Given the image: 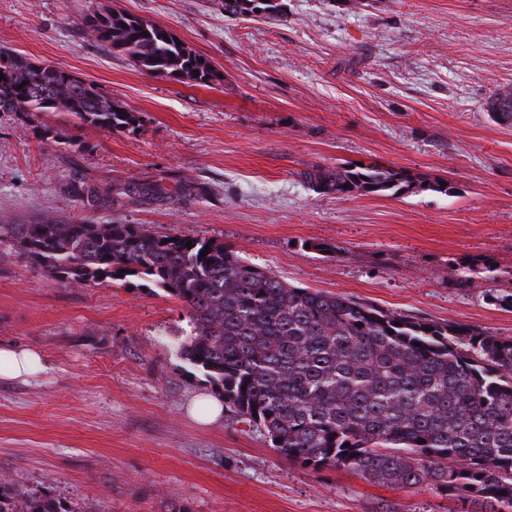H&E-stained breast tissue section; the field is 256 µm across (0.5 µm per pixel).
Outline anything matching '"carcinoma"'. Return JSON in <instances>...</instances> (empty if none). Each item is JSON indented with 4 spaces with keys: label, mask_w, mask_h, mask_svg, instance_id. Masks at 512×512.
<instances>
[{
    "label": "carcinoma",
    "mask_w": 512,
    "mask_h": 512,
    "mask_svg": "<svg viewBox=\"0 0 512 512\" xmlns=\"http://www.w3.org/2000/svg\"><path fill=\"white\" fill-rule=\"evenodd\" d=\"M254 2L222 0L231 15L255 12ZM82 27L148 74L198 83L214 75L209 59L131 14H90ZM0 74V112H68L112 131L136 127V113L60 67L0 49ZM485 108L512 127V87ZM299 175L324 194L412 186L405 172L380 164L314 165ZM3 243L65 285L95 287L120 274L181 301L191 331L177 339L180 359L241 421L264 430L281 457L315 473L349 469L399 489L430 485L479 512H512L511 338L294 286L221 242L137 224L45 217L0 224ZM0 512L68 510L3 474Z\"/></svg>",
    "instance_id": "carcinoma-1"
}]
</instances>
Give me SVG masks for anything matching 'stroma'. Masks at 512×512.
I'll return each instance as SVG.
<instances>
[{"instance_id":"35a3bbf8","label":"stroma","mask_w":512,"mask_h":512,"mask_svg":"<svg viewBox=\"0 0 512 512\" xmlns=\"http://www.w3.org/2000/svg\"><path fill=\"white\" fill-rule=\"evenodd\" d=\"M281 17L220 0H0V48L95 83L137 130L65 112H0V224L51 215L224 243L289 284L384 312L512 338V128L485 109L512 87V0H284ZM166 28L210 57V83L153 77L84 37L90 12ZM380 164L400 193L324 194L300 176ZM447 182V192L430 182ZM330 252H322V245ZM490 262L466 279L467 262ZM181 302L141 281L73 288L0 246V343L46 370L0 378V473L69 512H456L280 457L180 360Z\"/></svg>"}]
</instances>
